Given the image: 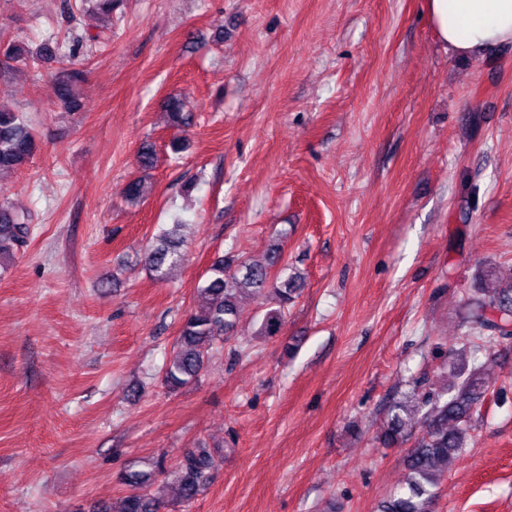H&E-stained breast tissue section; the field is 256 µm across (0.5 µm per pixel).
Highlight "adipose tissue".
Returning a JSON list of instances; mask_svg holds the SVG:
<instances>
[{
  "instance_id": "adipose-tissue-1",
  "label": "adipose tissue",
  "mask_w": 512,
  "mask_h": 512,
  "mask_svg": "<svg viewBox=\"0 0 512 512\" xmlns=\"http://www.w3.org/2000/svg\"><path fill=\"white\" fill-rule=\"evenodd\" d=\"M444 50L453 56H484L512 45V0H426Z\"/></svg>"
}]
</instances>
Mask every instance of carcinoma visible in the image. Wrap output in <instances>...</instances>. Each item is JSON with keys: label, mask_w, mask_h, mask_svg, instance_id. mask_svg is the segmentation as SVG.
Returning a JSON list of instances; mask_svg holds the SVG:
<instances>
[{"label": "carcinoma", "mask_w": 512, "mask_h": 512, "mask_svg": "<svg viewBox=\"0 0 512 512\" xmlns=\"http://www.w3.org/2000/svg\"><path fill=\"white\" fill-rule=\"evenodd\" d=\"M69 57L70 53L53 37L45 40L35 55L39 61ZM84 79L85 71L79 64L70 63L51 82L52 101L67 112L79 111V87ZM166 108L171 126L189 123L190 114L184 111L183 101L172 100ZM37 142L38 135L23 113L0 105V173L23 167L36 151ZM30 235L31 225L25 216L0 203V257L7 246L19 247ZM145 261L157 278L164 279L169 270L185 261V254L173 233L165 230L156 237ZM281 261L282 252L277 249L263 264L222 256L214 259L208 279L196 290L198 309L184 319L177 344L166 360V387L177 391L196 383L214 349L224 344V337L237 332V300L244 294L259 298L266 292L274 293L275 307L264 314L261 331L269 336L280 332L283 314L301 290L296 277L280 282L272 278V269ZM464 307L460 339L470 357L457 358L450 364L454 382L438 390L417 386L389 409L381 444L391 448L412 439L414 445L405 458L406 482L385 500L382 512H432L443 475L441 467L468 447L473 416L489 390L484 364L477 357L482 341L493 344L499 337H512V282L504 286L494 274L482 275ZM219 458V449L199 444L188 449L174 467L166 466L163 457L149 461L144 469L131 466L121 478L130 492L121 499L117 512H161L164 490L170 484L177 487L179 502L190 506L210 484Z\"/></svg>", "instance_id": "obj_1"}]
</instances>
